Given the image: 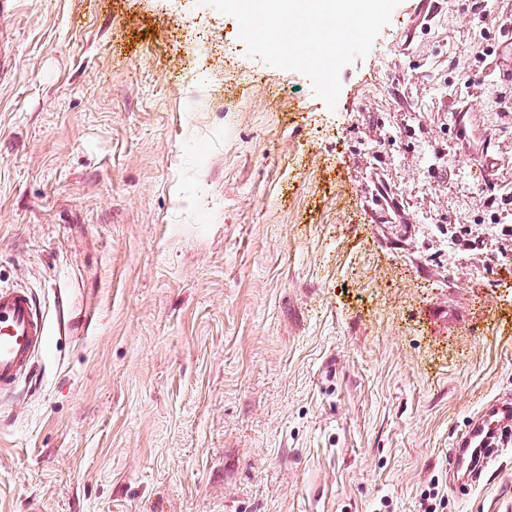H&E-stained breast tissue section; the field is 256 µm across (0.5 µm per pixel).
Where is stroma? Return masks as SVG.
<instances>
[{"instance_id": "35a3bbf8", "label": "stroma", "mask_w": 512, "mask_h": 512, "mask_svg": "<svg viewBox=\"0 0 512 512\" xmlns=\"http://www.w3.org/2000/svg\"><path fill=\"white\" fill-rule=\"evenodd\" d=\"M419 7L331 110L209 0H14L0 284L74 326L0 396V512H424L433 487L436 512H512V447L448 488L457 434L512 394V243L423 221L448 186L418 183L419 144L455 139L428 76L458 72Z\"/></svg>"}]
</instances>
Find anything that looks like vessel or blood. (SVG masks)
Masks as SVG:
<instances>
[{"label":"vessel or blood","instance_id":"1","mask_svg":"<svg viewBox=\"0 0 512 512\" xmlns=\"http://www.w3.org/2000/svg\"><path fill=\"white\" fill-rule=\"evenodd\" d=\"M69 321L59 319L50 327L33 293L15 286L0 287V392L14 388L30 374L34 358L49 336L65 334ZM512 444V400L488 401L470 419L448 451V471L458 477L451 489L459 493L478 482L489 463V449Z\"/></svg>","mask_w":512,"mask_h":512}]
</instances>
